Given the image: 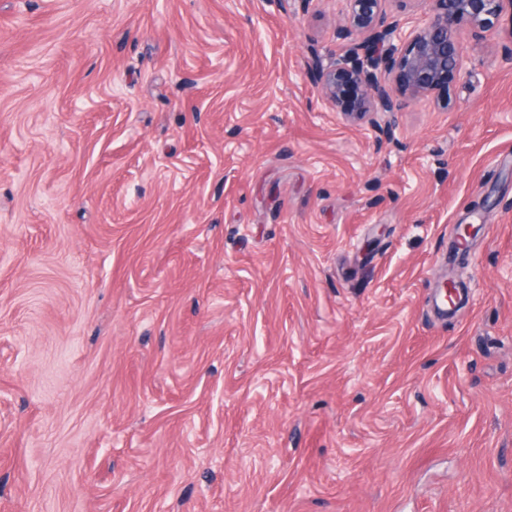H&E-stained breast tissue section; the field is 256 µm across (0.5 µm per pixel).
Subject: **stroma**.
<instances>
[{
	"mask_svg": "<svg viewBox=\"0 0 512 512\" xmlns=\"http://www.w3.org/2000/svg\"><path fill=\"white\" fill-rule=\"evenodd\" d=\"M344 17L0 0V512H512V38L385 127Z\"/></svg>",
	"mask_w": 512,
	"mask_h": 512,
	"instance_id": "1",
	"label": "stroma"
}]
</instances>
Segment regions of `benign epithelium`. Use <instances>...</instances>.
I'll list each match as a JSON object with an SVG mask.
<instances>
[{
  "instance_id": "1",
  "label": "benign epithelium",
  "mask_w": 512,
  "mask_h": 512,
  "mask_svg": "<svg viewBox=\"0 0 512 512\" xmlns=\"http://www.w3.org/2000/svg\"><path fill=\"white\" fill-rule=\"evenodd\" d=\"M344 2L346 19L336 39L347 48L332 54L328 67L316 63L312 70L336 111L346 114L399 112L427 95L447 100L448 79L463 67L461 23L478 33L493 31L506 13L512 25V0H429L425 23L412 29L386 22L383 0Z\"/></svg>"
}]
</instances>
